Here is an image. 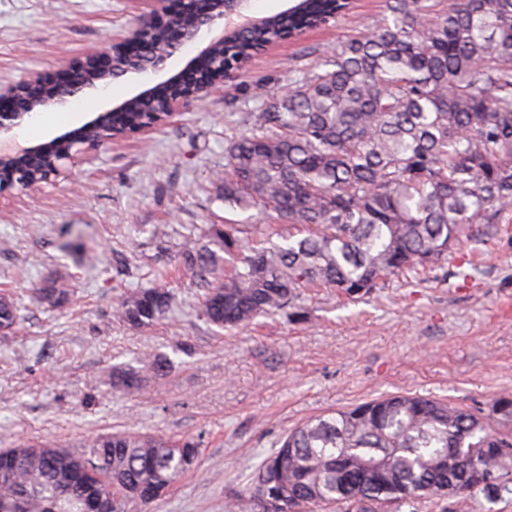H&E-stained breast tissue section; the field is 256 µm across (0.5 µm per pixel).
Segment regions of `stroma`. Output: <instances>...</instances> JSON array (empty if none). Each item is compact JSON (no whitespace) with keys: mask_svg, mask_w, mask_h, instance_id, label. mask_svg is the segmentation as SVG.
Here are the masks:
<instances>
[{"mask_svg":"<svg viewBox=\"0 0 512 512\" xmlns=\"http://www.w3.org/2000/svg\"><path fill=\"white\" fill-rule=\"evenodd\" d=\"M142 10L137 0H0V87L31 73L55 85L69 59L121 38ZM387 14L385 0H352L344 18L279 42L155 128L104 143L67 178L0 195V291L23 315L0 334V448H80L128 429L192 438L197 470L151 512H260L256 465L311 417L411 393L497 425L492 406L512 395V211L439 264L359 299L305 289L299 320L216 328L177 262L186 240L211 226L240 224L246 241L280 243L288 229L275 218L225 204V139L289 71L322 62ZM204 44H183L158 72L118 78L113 104L174 79ZM50 278L74 291L54 312L35 299ZM154 286L175 295L162 321L134 329L115 318L125 294ZM146 350L170 358L167 375L135 396L113 388V367L138 366Z\"/></svg>","mask_w":512,"mask_h":512,"instance_id":"1","label":"stroma"}]
</instances>
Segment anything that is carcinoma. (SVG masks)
<instances>
[{
    "label": "carcinoma",
    "mask_w": 512,
    "mask_h": 512,
    "mask_svg": "<svg viewBox=\"0 0 512 512\" xmlns=\"http://www.w3.org/2000/svg\"><path fill=\"white\" fill-rule=\"evenodd\" d=\"M426 2L388 0L391 18L340 45L334 69L291 73L269 106L243 113L246 131L224 147V202L270 210L308 233L247 247L240 228L226 224L206 244L187 241L179 261L202 291L207 323L235 328L288 308L299 318L296 301L313 285L356 298L389 275L438 263L475 226L512 210V0H453L437 17ZM348 8L346 0H298L231 34L224 60ZM159 110L136 101L113 113L112 125L132 127ZM71 295L56 281L36 291L46 308ZM172 303L165 288H141L116 314L148 328ZM19 311L11 293L0 294L1 332L15 327ZM143 362L113 370V387L136 394L147 374L169 368L151 353ZM494 412L512 423V396L498 398ZM500 448L512 454V433L468 408L391 395L290 430L256 469L253 498L262 512L323 504L378 512L387 502L447 494L461 508L476 492L490 501L512 494V457ZM199 457L194 441L138 431L100 435L79 451L18 442L0 449V512H83L95 491L112 497V512H149Z\"/></svg>",
    "instance_id": "obj_1"
}]
</instances>
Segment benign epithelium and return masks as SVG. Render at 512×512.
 I'll use <instances>...</instances> for the list:
<instances>
[{"label":"benign epithelium","mask_w":512,"mask_h":512,"mask_svg":"<svg viewBox=\"0 0 512 512\" xmlns=\"http://www.w3.org/2000/svg\"><path fill=\"white\" fill-rule=\"evenodd\" d=\"M245 3L246 0H217V6L212 12L202 14L198 10L199 0H182L181 8L176 13L171 11L169 0H148L149 10L139 16L136 24L119 43L67 62L55 90L48 91L43 77L38 73H30L18 83L0 89V101L7 99L15 103V108L11 110H0V136H8L33 113L49 107L64 106L79 93L99 88L100 81L128 73L145 74L160 70L178 45L195 41L205 27L210 29L219 23L223 26L221 34L211 38L189 61L187 69L193 72V79L187 83L174 80L169 82L168 91L160 96L161 112L131 130L114 129L112 113L126 111L128 101L125 100L88 122L84 126L83 138L65 140L70 145L67 151L49 155L42 146L23 149L21 158L25 160L35 155H48V166L34 177L28 175L20 176L18 181H0V194L66 177L89 151L117 135L153 128L173 113L183 111L202 100L216 87L224 85V82L237 77L250 59H242L227 69L221 63L211 73L204 75L197 69V60L202 57L215 58L214 50L224 46L229 30L241 31L257 24L258 18L255 16L249 17L244 24H233L235 19L244 16Z\"/></svg>","instance_id":"1"}]
</instances>
